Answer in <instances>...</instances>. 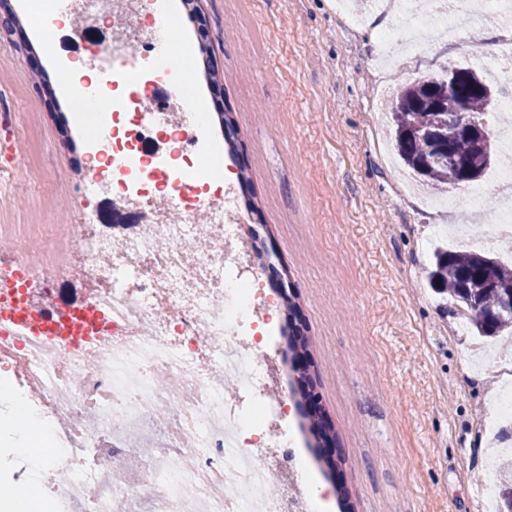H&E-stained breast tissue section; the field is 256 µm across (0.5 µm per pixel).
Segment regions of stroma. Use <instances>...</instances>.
<instances>
[{
  "mask_svg": "<svg viewBox=\"0 0 512 512\" xmlns=\"http://www.w3.org/2000/svg\"><path fill=\"white\" fill-rule=\"evenodd\" d=\"M28 0H11L21 26L0 38V113L14 162L0 166V227L108 224L112 206L87 178L93 154L68 99L69 62L107 52L104 33L62 25L45 41ZM171 29L191 54L184 70L205 109L228 114L240 148L223 183L242 206L249 265L277 307L274 379L290 401L307 377L328 441L309 447L300 409L291 432L307 484L324 486L322 512H482L479 481L494 435L477 416L512 370L501 338L460 326L454 303L427 283L432 251L512 259V236L492 235L460 203L476 187L495 203L512 148L475 184L419 191L393 158L384 112L398 80L473 66L449 36L380 68L378 0L351 32L335 0H166ZM296 303L288 312L283 294ZM305 346L287 352L289 330ZM333 456L334 469L317 456Z\"/></svg>",
  "mask_w": 512,
  "mask_h": 512,
  "instance_id": "obj_1",
  "label": "stroma"
}]
</instances>
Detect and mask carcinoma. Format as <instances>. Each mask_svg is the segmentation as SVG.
Wrapping results in <instances>:
<instances>
[{"label": "carcinoma", "mask_w": 512, "mask_h": 512, "mask_svg": "<svg viewBox=\"0 0 512 512\" xmlns=\"http://www.w3.org/2000/svg\"><path fill=\"white\" fill-rule=\"evenodd\" d=\"M389 110L395 149L404 165L433 189L441 190L460 171L448 164V156L437 157V146L450 149L460 165L481 176L490 168L492 151L465 135L463 122L483 119L490 106L483 95L448 92V69L392 89ZM224 145L228 154L237 148L238 130L224 118ZM432 285L448 292L457 310L482 336H497L512 330V266L478 254L444 252L436 256ZM498 512H512V459L500 472Z\"/></svg>", "instance_id": "carcinoma-1"}]
</instances>
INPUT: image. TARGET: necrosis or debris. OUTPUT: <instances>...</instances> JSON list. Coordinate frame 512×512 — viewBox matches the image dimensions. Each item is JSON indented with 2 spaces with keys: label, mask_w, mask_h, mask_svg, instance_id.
Instances as JSON below:
<instances>
[{
  "label": "necrosis or debris",
  "mask_w": 512,
  "mask_h": 512,
  "mask_svg": "<svg viewBox=\"0 0 512 512\" xmlns=\"http://www.w3.org/2000/svg\"><path fill=\"white\" fill-rule=\"evenodd\" d=\"M90 26L112 46L157 57L152 95L116 70L73 89L100 150L92 181L113 207L141 214L122 231L49 224L8 235L0 260V384L26 407L21 432L42 421L59 448L38 473L20 466L0 483L53 512H314L284 437L288 399L275 393L267 333L273 306L245 263L231 193L207 190L213 173L192 136L204 115L155 31L126 26L145 0H87ZM67 237L63 264H35ZM84 281L81 300L57 285ZM24 297L30 321L91 308L87 338L34 336L3 318Z\"/></svg>",
  "instance_id": "necrosis-or-debris-1"
}]
</instances>
